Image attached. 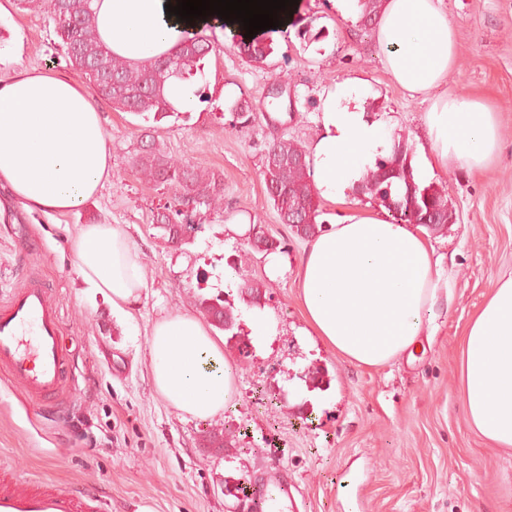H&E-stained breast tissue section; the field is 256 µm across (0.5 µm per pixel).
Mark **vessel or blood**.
<instances>
[{"instance_id":"vessel-or-blood-1","label":"vessel or blood","mask_w":512,"mask_h":512,"mask_svg":"<svg viewBox=\"0 0 512 512\" xmlns=\"http://www.w3.org/2000/svg\"><path fill=\"white\" fill-rule=\"evenodd\" d=\"M0 371L35 404L67 392L65 357L56 309L45 288L29 284L0 304ZM243 497L254 512H296L287 480L246 483ZM0 512H100L96 493H73L51 481H21L0 464Z\"/></svg>"}]
</instances>
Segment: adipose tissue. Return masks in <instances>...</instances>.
Here are the masks:
<instances>
[{"label":"adipose tissue","instance_id":"obj_1","mask_svg":"<svg viewBox=\"0 0 512 512\" xmlns=\"http://www.w3.org/2000/svg\"><path fill=\"white\" fill-rule=\"evenodd\" d=\"M171 0H95L104 45L131 61L175 52L187 29L243 36L239 23L211 15L193 22L170 15ZM441 0H382L374 33L385 69L407 92L427 94L455 65L457 36ZM362 83H337L322 103L323 132L309 146L319 194L341 202L379 158L392 152L386 124L356 108ZM431 159L416 179L448 165L486 168L500 144L496 112L468 96L436 97L425 118ZM112 177L110 138L92 91L63 73L23 70L0 79V187L28 210L80 208ZM84 282L113 310L136 307L142 259L124 225L83 224L68 235ZM309 335L343 359L379 367L413 353L437 331L435 306L448 288L442 256L419 227L380 212L355 210L309 242L296 272ZM148 360L157 392L178 411L209 418L236 393L220 339L191 313L157 321ZM459 390L473 430L512 448V277L493 288L460 342Z\"/></svg>","mask_w":512,"mask_h":512}]
</instances>
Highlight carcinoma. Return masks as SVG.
Returning a JSON list of instances; mask_svg holds the SVG:
<instances>
[{"instance_id":"cac0c4a2","label":"carcinoma","mask_w":512,"mask_h":512,"mask_svg":"<svg viewBox=\"0 0 512 512\" xmlns=\"http://www.w3.org/2000/svg\"><path fill=\"white\" fill-rule=\"evenodd\" d=\"M381 0H360L364 27L375 24ZM93 0H62L57 8L53 0H18L21 10L45 9L69 65L88 78L94 94L121 112L148 115L153 122L179 114L168 100L165 89L174 78L190 80L204 74L205 60L212 43L198 32L184 33L175 53L140 63H131L112 54L100 40ZM239 56L248 63L262 64L273 53L271 44L253 38L237 44ZM412 147L402 138L394 141L392 153L378 162L377 170L367 173L360 191L374 198L392 217V221L416 224L430 232L441 230L452 218L448 192L415 179ZM130 165L139 179L153 187L174 189L173 201L160 207L153 223L186 221L184 241L201 228L188 218L205 210H223L224 178L217 171L192 166L169 156L159 145L140 144L131 155ZM267 197L283 224L291 223L292 232L307 240L322 231L317 223L318 208L307 150L297 140L274 139L268 146L263 171ZM200 311L220 330L236 325V316L217 295L202 298Z\"/></svg>"}]
</instances>
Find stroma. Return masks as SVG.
<instances>
[{"label": "stroma", "mask_w": 512, "mask_h": 512, "mask_svg": "<svg viewBox=\"0 0 512 512\" xmlns=\"http://www.w3.org/2000/svg\"><path fill=\"white\" fill-rule=\"evenodd\" d=\"M458 39L457 63L442 94L482 98L498 114L501 150L484 171L438 172L453 222L429 240L448 267L452 296L438 330L414 357L381 367L345 361L308 336L296 272L306 245L280 223L262 176L273 138L303 145L321 134L322 97L356 78L368 89L367 116L405 138L415 161L430 158L424 114L431 100L410 96L383 64L374 33L359 18L340 19L331 0H298L294 24L270 30L273 52L246 63L233 43L208 32L207 101L158 124L157 143L173 157L224 175V210L198 215L202 229L179 247L151 222L172 190L149 187L130 168L144 117L100 112L112 146V178L76 212L25 210L0 189V302L37 282L59 312L71 390L61 406L39 408L0 374V462L27 480L50 478L94 490L102 512H252L240 488L287 476L301 512H512V450L491 447L471 430L459 392L460 339L502 279L512 276V0H442ZM51 69L81 79L65 60L48 14L0 0V78ZM284 97L271 94L273 85ZM249 98L241 123L231 106ZM248 217V235L230 220ZM127 225L141 253L146 287L131 317L75 271L67 230L78 224ZM280 242L286 270L250 250L254 235ZM247 261H240V254ZM261 285V311L273 335L254 336L240 287ZM222 296L237 316L224 336L238 396L211 418L181 414L155 391L147 342L153 323L198 313ZM232 426L235 443L206 452V433Z\"/></svg>", "instance_id": "1"}]
</instances>
